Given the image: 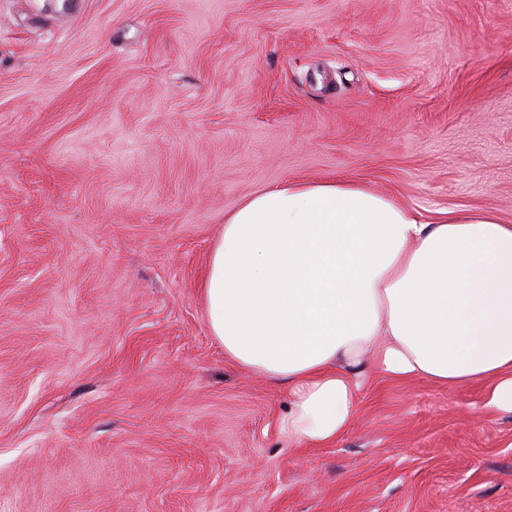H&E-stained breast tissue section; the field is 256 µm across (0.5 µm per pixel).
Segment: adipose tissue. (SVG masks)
<instances>
[{
	"mask_svg": "<svg viewBox=\"0 0 512 512\" xmlns=\"http://www.w3.org/2000/svg\"><path fill=\"white\" fill-rule=\"evenodd\" d=\"M203 293L225 356L287 391L293 447L336 442L374 377L480 381L512 413V224L494 211L423 224L358 186L285 183L226 217Z\"/></svg>",
	"mask_w": 512,
	"mask_h": 512,
	"instance_id": "adipose-tissue-1",
	"label": "adipose tissue"
}]
</instances>
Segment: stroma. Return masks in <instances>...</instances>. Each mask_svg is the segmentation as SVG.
Segmentation results:
<instances>
[{
  "label": "stroma",
  "instance_id": "stroma-1",
  "mask_svg": "<svg viewBox=\"0 0 512 512\" xmlns=\"http://www.w3.org/2000/svg\"><path fill=\"white\" fill-rule=\"evenodd\" d=\"M319 179L512 224V0H0V512H512L482 384L292 448L211 336L225 216Z\"/></svg>",
  "mask_w": 512,
  "mask_h": 512
}]
</instances>
